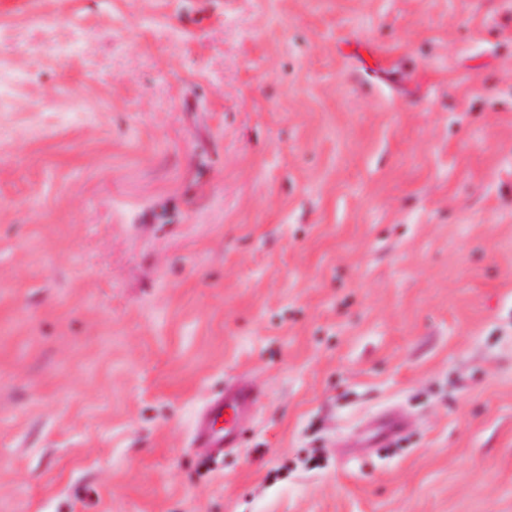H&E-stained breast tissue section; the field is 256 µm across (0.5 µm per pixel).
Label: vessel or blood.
Returning a JSON list of instances; mask_svg holds the SVG:
<instances>
[{
    "label": "vessel or blood",
    "mask_w": 512,
    "mask_h": 512,
    "mask_svg": "<svg viewBox=\"0 0 512 512\" xmlns=\"http://www.w3.org/2000/svg\"><path fill=\"white\" fill-rule=\"evenodd\" d=\"M260 399L259 390L232 382L205 401L192 427L191 445L206 451L209 459L223 456L225 449L239 447L242 426ZM400 423L392 417L376 421L370 440L374 447H386L399 433Z\"/></svg>",
    "instance_id": "obj_1"
}]
</instances>
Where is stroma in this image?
Masks as SVG:
<instances>
[{
  "mask_svg": "<svg viewBox=\"0 0 512 512\" xmlns=\"http://www.w3.org/2000/svg\"><path fill=\"white\" fill-rule=\"evenodd\" d=\"M0 512H512V0H0ZM260 399L259 390L232 382L210 396L199 410L192 427L191 447L206 448V456L216 460L224 448L240 447L242 426ZM400 423L393 417H383L372 427L370 441L373 448H385L399 434Z\"/></svg>",
  "mask_w": 512,
  "mask_h": 512,
  "instance_id": "1",
  "label": "stroma"
}]
</instances>
